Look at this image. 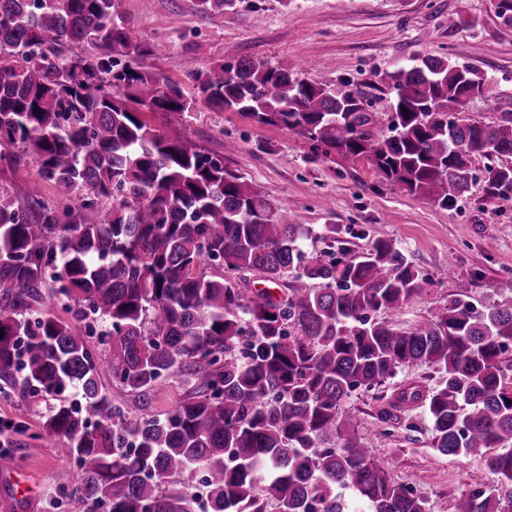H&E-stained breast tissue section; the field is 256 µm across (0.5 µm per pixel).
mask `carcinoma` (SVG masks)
Here are the masks:
<instances>
[{
  "label": "carcinoma",
  "mask_w": 512,
  "mask_h": 512,
  "mask_svg": "<svg viewBox=\"0 0 512 512\" xmlns=\"http://www.w3.org/2000/svg\"><path fill=\"white\" fill-rule=\"evenodd\" d=\"M239 0H198L222 13ZM115 0H0V383L59 401L43 432L82 474L85 512H196L182 485L200 469L211 512H427L392 480L342 404L418 364L446 378L409 384L379 411L398 424L421 408L432 448L482 461L500 484L460 494L454 512L512 505V306L452 298L399 332L373 318L422 291L390 239L326 261L305 251L313 229L146 113H192L202 99L325 152L361 157L398 190L442 208L469 191L512 195V98L496 120L469 117L488 78L416 55L381 75L394 92L383 126L350 82L336 88L262 60L194 77L195 96L144 69L147 49L114 23ZM88 50L70 58L64 50ZM54 189H14L28 165ZM218 272L208 273L209 267ZM257 270L288 293L245 294ZM64 297L67 320L37 308ZM112 383L145 395L185 374L164 417L112 405Z\"/></svg>",
  "instance_id": "cac0c4a2"
}]
</instances>
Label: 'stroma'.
I'll return each instance as SVG.
<instances>
[{"label": "stroma", "instance_id": "stroma-1", "mask_svg": "<svg viewBox=\"0 0 512 512\" xmlns=\"http://www.w3.org/2000/svg\"><path fill=\"white\" fill-rule=\"evenodd\" d=\"M495 0H239L219 15L200 13L196 0H118L114 20L133 43L147 49L146 65L193 96L195 74L244 58L304 69L316 81H353L365 90L379 121L388 118L392 93L372 89L376 73L411 54L451 59L489 79L470 115L490 122L498 98L512 96V26L495 15ZM476 21L473 29H448V18ZM151 124L176 132L223 158L258 191L288 209L299 224L319 233L336 228L352 251L378 237L395 241L425 279L419 296L388 313L394 328L409 331L453 297L486 307L512 303L497 290L512 277V196L486 200L482 183L439 207L398 191L371 164L337 152L316 153L302 135L263 126L238 113L197 102L192 115H150ZM99 372L114 406L159 415L173 411L183 394L180 377L162 378L149 397L110 383L107 360ZM45 400L21 389L0 394V449L8 451L18 479L0 477V512H78L58 483L64 463L43 437ZM371 393L354 392L342 405L359 434L375 443L388 475L410 486L429 512H454L462 491L498 478L482 462L444 456L430 446L429 422L416 414V430L381 422ZM20 423L24 432L10 430Z\"/></svg>", "mask_w": 512, "mask_h": 512}]
</instances>
